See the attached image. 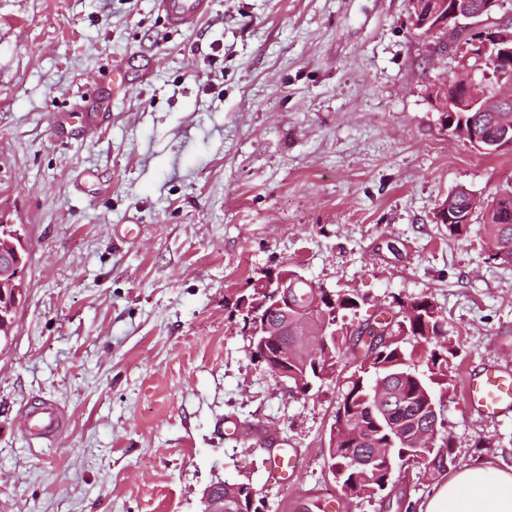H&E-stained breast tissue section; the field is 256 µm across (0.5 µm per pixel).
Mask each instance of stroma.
I'll return each mask as SVG.
<instances>
[{
  "instance_id": "obj_1",
  "label": "stroma",
  "mask_w": 512,
  "mask_h": 512,
  "mask_svg": "<svg viewBox=\"0 0 512 512\" xmlns=\"http://www.w3.org/2000/svg\"><path fill=\"white\" fill-rule=\"evenodd\" d=\"M408 0H210L169 27L155 0H0V222L24 228V293L0 345V512H200L217 481L268 512L338 495L342 380L299 395L254 359L233 313L248 280L295 264L357 295L353 326L427 295L452 373L512 365V266L448 194L512 185L429 97L456 61ZM125 70L113 93L110 74ZM46 400L66 415L26 434ZM457 466L512 463V418L442 396ZM298 450L288 484L268 451ZM430 481L343 512H405ZM472 198L471 193L463 187L448 195L437 207L436 224H443L450 236H462L467 233L470 219H465L471 214Z\"/></svg>"
}]
</instances>
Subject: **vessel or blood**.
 <instances>
[{"instance_id": "vessel-or-blood-1", "label": "vessel or blood", "mask_w": 512, "mask_h": 512, "mask_svg": "<svg viewBox=\"0 0 512 512\" xmlns=\"http://www.w3.org/2000/svg\"><path fill=\"white\" fill-rule=\"evenodd\" d=\"M208 0H157V7L169 26L188 29L207 11ZM465 396L470 412L481 418H507L512 416V369L490 364L467 372ZM66 421L64 412L55 405L41 404L32 411L27 431L32 438L46 439L60 429ZM297 458L287 448L274 449L268 473L271 479L287 483L288 473L296 469Z\"/></svg>"}]
</instances>
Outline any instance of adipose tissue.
Wrapping results in <instances>:
<instances>
[{
    "instance_id": "ef3b65f1",
    "label": "adipose tissue",
    "mask_w": 512,
    "mask_h": 512,
    "mask_svg": "<svg viewBox=\"0 0 512 512\" xmlns=\"http://www.w3.org/2000/svg\"><path fill=\"white\" fill-rule=\"evenodd\" d=\"M416 512H512V465L476 462L448 476Z\"/></svg>"
}]
</instances>
